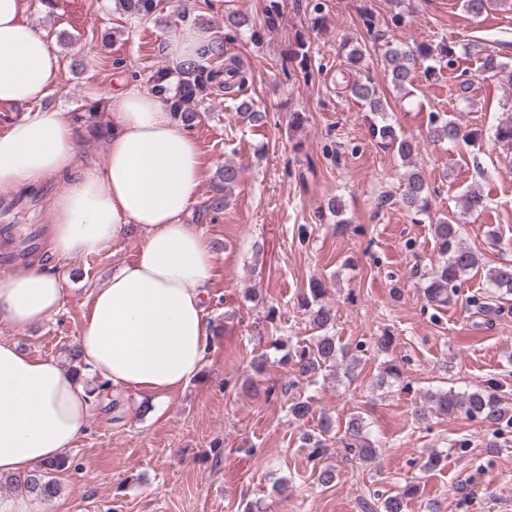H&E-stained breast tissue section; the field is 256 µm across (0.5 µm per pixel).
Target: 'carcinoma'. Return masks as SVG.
I'll list each match as a JSON object with an SVG mask.
<instances>
[{
    "instance_id": "obj_1",
    "label": "carcinoma",
    "mask_w": 512,
    "mask_h": 512,
    "mask_svg": "<svg viewBox=\"0 0 512 512\" xmlns=\"http://www.w3.org/2000/svg\"><path fill=\"white\" fill-rule=\"evenodd\" d=\"M120 9L141 21L156 19L161 12V0H117ZM282 0H266L265 24L274 28L282 17ZM459 43L441 39L439 41H420L408 47L389 46L384 52V71L389 83L396 91L402 92L414 82L418 69H424L428 76L437 75L442 61L452 62L456 56ZM467 54L480 61L479 75L485 79L495 78L512 86V65L500 59L496 51L483 42L463 45ZM288 59L293 60L303 70H308L311 61V47L307 40L298 38L288 51ZM347 70L349 79L345 89L362 102V106L379 118L372 125V136L385 148L392 149L403 160L411 158L418 142L399 135L387 120L388 101L377 94L376 82L364 69L365 49L362 44L352 46L347 53ZM248 67L237 56L224 57V40L215 39L210 45L202 48L197 57L180 62L176 69L160 68L150 76V91L163 98L175 118L184 127L195 129L201 122V110L209 96L220 93H241L248 82ZM428 137L437 143L450 144L466 142L473 133L464 130L462 125L448 118L435 117L430 123ZM495 144L506 150H512V116L499 123L492 134ZM241 179L240 168L226 163L218 169L213 181L211 196L205 206V212L219 214L230 201L233 190ZM402 208L416 223L423 218L431 217L430 189L422 173L417 170L408 171L402 179L400 197ZM487 208V197L477 188L467 190L463 198V209L468 213H478ZM433 235L441 244V259L434 268L423 288L426 301L442 308L455 297L461 286L462 277L469 271L479 268L480 259L476 252L462 246L458 222L455 216L439 217L432 221ZM488 286L502 293L512 294V265L492 268L486 274ZM324 288L318 280L310 283L309 291L299 297L302 308L313 325L323 330L305 345H288L276 339L274 349L282 352L281 362L288 366L293 380L281 386V394H288L298 387L299 383L309 386L316 384L318 376L329 368L336 367L339 358H347V353L336 340V337L325 334L333 327L336 314L323 303ZM349 359V358H347ZM267 355L262 353L254 357L250 363L252 376L245 380L248 391L258 396L268 395L270 390H261L260 384L254 382L253 376L263 373ZM349 359L346 370H351ZM436 411L442 414H463L468 418H478L491 426L512 425V416L504 407L501 397L487 389L457 393L451 389L437 391L430 395ZM343 446L359 460L370 463L376 456V448L367 438L364 418L356 415L346 423ZM67 458L50 462L34 473L26 476L16 486L24 488L39 500H50L58 493V484L54 474L66 469ZM418 492V486L407 484L394 495H389L381 504L383 512H403L406 502Z\"/></svg>"
}]
</instances>
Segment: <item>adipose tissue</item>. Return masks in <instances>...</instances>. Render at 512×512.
I'll return each mask as SVG.
<instances>
[{"instance_id":"1","label":"adipose tissue","mask_w":512,"mask_h":512,"mask_svg":"<svg viewBox=\"0 0 512 512\" xmlns=\"http://www.w3.org/2000/svg\"><path fill=\"white\" fill-rule=\"evenodd\" d=\"M60 71L24 0H0V102L30 107L0 132V185L63 178L51 237L59 257L96 254L132 227L141 233L134 258L94 289L79 347L83 374L162 402L198 377L212 339L215 253L201 228L184 221L205 178L197 142L161 98L132 82L109 97L105 163L74 173L86 133L45 103ZM65 303L61 277L41 266L0 279V318L16 326L43 323ZM82 376L0 341V475L26 477L86 432Z\"/></svg>"}]
</instances>
